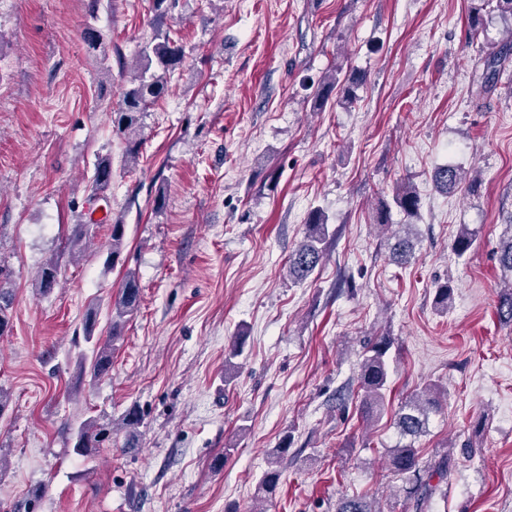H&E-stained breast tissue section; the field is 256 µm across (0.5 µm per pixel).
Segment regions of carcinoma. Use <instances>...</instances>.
I'll return each mask as SVG.
<instances>
[{"label":"carcinoma","instance_id":"obj_1","mask_svg":"<svg viewBox=\"0 0 512 512\" xmlns=\"http://www.w3.org/2000/svg\"><path fill=\"white\" fill-rule=\"evenodd\" d=\"M151 10L158 20L155 32L138 54L137 69L125 89L117 112L113 113V131L122 137L126 144L127 161L135 165L140 156V120L146 109L160 100L166 93L171 74L183 65L185 50L177 45L168 31L163 29V21L173 17L178 0H150ZM512 52V43L488 53L484 60L483 82L489 84L498 78L502 60ZM342 68L332 66L318 83L315 102L324 106L332 92L339 90L340 98L346 102L356 99V91L364 77L355 72L341 74ZM433 181L436 187L451 194L463 187L475 185L467 178V172L457 166H442L435 170ZM112 187V161L104 158L97 163L92 177L94 194L107 197ZM396 206L407 218H413L419 207V197L414 185L409 181L396 184L392 190L391 202H383V211ZM124 225L114 224L110 234L107 262L115 263L124 245ZM328 224L325 215L315 210L310 213L306 224L304 240L289 254L285 264L288 277L294 282H302L313 274L322 262L325 254V242ZM475 242L474 235L463 226L456 234L452 250L459 257L467 254ZM413 242L409 234H394L392 254L401 260L410 253ZM497 261L501 271L512 275V234L502 238L497 251ZM58 266L53 259L48 260L41 269L38 289L42 294L50 293L57 284ZM453 295L452 286L439 283L435 287L434 303L441 312L448 311ZM13 293L8 276L0 267V335L9 331L11 326L10 309ZM140 304V288L134 274L129 273L123 280L119 293L113 302L112 324L107 339L95 336L97 313L91 311L84 322V341L91 344L90 353H81L79 365L82 373L90 374L93 379L106 376L112 369V347L121 336V321L136 311ZM244 337L234 339L232 347L224 360V379H229L236 369L233 359L240 355ZM390 340L381 337L365 347L359 363L358 382L363 391L361 414L371 423L385 408L386 392L389 388V371L386 354ZM441 388L429 384L422 391L410 396L401 403L395 414L394 422L406 442L389 450V463L394 472L402 479L406 501L412 508L421 510L425 503L436 493L442 492L441 483L448 482L452 471L449 454H444L429 462H422L419 450L415 448V439L426 431L429 415L437 410ZM143 416L138 410H130L122 417V425L127 431L124 447L129 451L139 448V431ZM112 439V423H101L88 419L80 423L75 433L74 453L82 457L92 456L106 441ZM288 448L275 449L269 454L268 468L265 471L259 490L269 493L275 489L281 476V468ZM336 512H374L367 498L359 495H346L339 498Z\"/></svg>","mask_w":512,"mask_h":512}]
</instances>
